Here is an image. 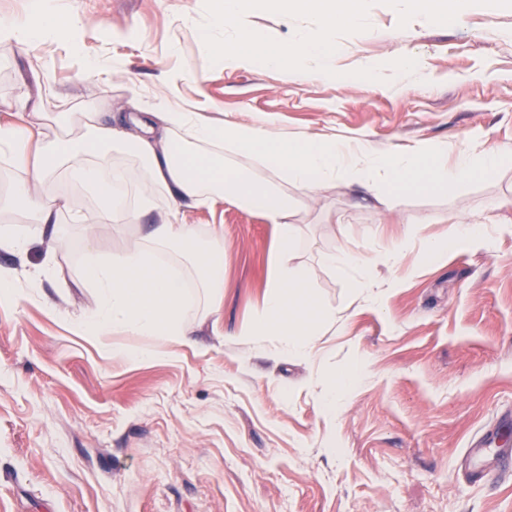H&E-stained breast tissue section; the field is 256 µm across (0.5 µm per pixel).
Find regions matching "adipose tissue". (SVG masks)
I'll use <instances>...</instances> for the list:
<instances>
[{
	"label": "adipose tissue",
	"instance_id": "1",
	"mask_svg": "<svg viewBox=\"0 0 512 512\" xmlns=\"http://www.w3.org/2000/svg\"><path fill=\"white\" fill-rule=\"evenodd\" d=\"M51 4L26 18L0 17V46L32 40L58 27ZM271 121L260 115L248 124L215 123L199 113L172 107L163 100H133L130 112L104 124L93 113L41 112L20 115L0 124V158L18 173L0 201L47 225L68 212L72 223L86 227L89 241L82 282L91 288L93 303L73 321L80 335L96 338L120 332L153 336L158 346L132 352L135 361L163 354L185 341L182 312L185 298L184 265H191L198 287L213 293L224 286V227L212 225L199 237L194 225L184 223L185 206L228 200L260 214L273 224L276 245L271 259L270 291L258 313L252 333L271 336L278 352L313 354L318 320L327 314L307 287L304 274L293 265L298 234L291 219L296 192L313 194L333 181L359 183L375 190L389 207L405 196L436 192L472 179H494L505 151L472 147L449 153L447 146L421 142L402 150L374 149L335 136H282L270 131ZM69 136H59V129ZM134 157L141 177L130 184L128 169L112 161L111 152ZM89 191L98 206L93 219L70 210L56 189L58 172ZM168 210L158 223L143 225L160 202ZM447 239H425L421 252L433 262L462 245L482 244L476 225L449 215ZM133 229L141 243L133 249L102 253L99 238ZM390 265L398 260L397 247L382 246L373 259L352 252L331 254L327 263L349 276L352 288L367 302L379 303L366 270L371 261Z\"/></svg>",
	"mask_w": 512,
	"mask_h": 512
}]
</instances>
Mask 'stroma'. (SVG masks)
<instances>
[{"instance_id": "obj_1", "label": "stroma", "mask_w": 512, "mask_h": 512, "mask_svg": "<svg viewBox=\"0 0 512 512\" xmlns=\"http://www.w3.org/2000/svg\"><path fill=\"white\" fill-rule=\"evenodd\" d=\"M63 35L0 48V103L38 111L124 112L164 97L212 121L336 134L401 150L421 141L512 148V8L475 6L457 27L377 0L370 34L338 40L346 69L369 61L367 88L265 65L210 64L204 0H54ZM414 56V75L388 64ZM101 61L105 71L85 72ZM119 72H112V63ZM52 82L56 96L41 93ZM512 158L497 179L412 194L389 210L366 189L327 184L298 198L295 261L329 314L312 358L276 354L246 331L269 291L275 230L224 201L187 208L207 236L224 227V288L186 292L187 341L132 362L147 336L88 340L69 319L91 303L79 284L85 233L59 217L29 252L0 250L23 296L0 306V512H512V476L470 483L512 433ZM482 225L487 244L425 262L422 240L447 237L448 215ZM400 249L371 267L374 308L322 261L346 247ZM55 256L54 278L27 274ZM365 358L364 384L329 415L320 394ZM489 437L484 456L467 450Z\"/></svg>"}]
</instances>
